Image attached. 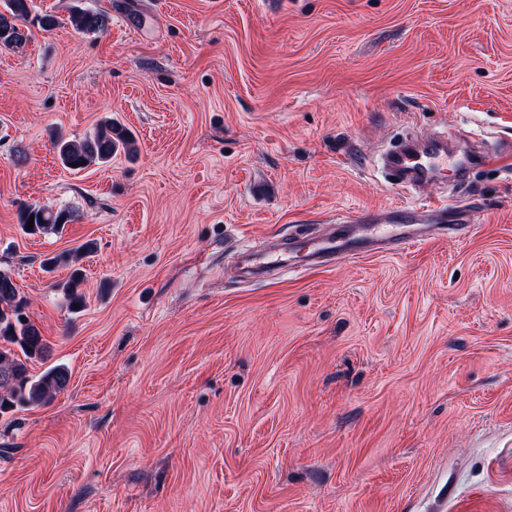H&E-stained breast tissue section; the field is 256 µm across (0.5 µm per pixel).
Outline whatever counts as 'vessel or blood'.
Masks as SVG:
<instances>
[{"label": "vessel or blood", "mask_w": 512, "mask_h": 512, "mask_svg": "<svg viewBox=\"0 0 512 512\" xmlns=\"http://www.w3.org/2000/svg\"><path fill=\"white\" fill-rule=\"evenodd\" d=\"M492 153L473 149L456 154L444 136L410 135L397 148L385 152L382 166L394 185L420 190L441 187L462 177L474 162L484 164ZM476 203L448 205L447 201L414 200L380 209L355 211L324 225L321 232L298 241L267 237L247 248L242 266L244 277L263 275L284 267L294 253H301L297 266L312 269L345 259L378 252L399 255L432 239L468 235L474 227Z\"/></svg>", "instance_id": "obj_1"}]
</instances>
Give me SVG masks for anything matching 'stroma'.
Listing matches in <instances>:
<instances>
[{"label": "stroma", "mask_w": 512, "mask_h": 512, "mask_svg": "<svg viewBox=\"0 0 512 512\" xmlns=\"http://www.w3.org/2000/svg\"><path fill=\"white\" fill-rule=\"evenodd\" d=\"M0 49V271L64 365L0 416V512H512V164L474 231L239 277L254 238L404 201L405 129L512 143V0H33ZM105 117L136 155L73 173ZM29 205L69 208L27 235ZM90 241L69 271L45 258ZM68 22L79 33H97L106 28L107 18L96 11L77 10L70 15ZM34 216L31 230H27V223ZM73 220L72 211L67 208L53 209L46 206H28L19 213V224L30 234H59L66 224ZM93 251V243L86 242L76 248L46 258L43 261V265L48 271L53 270L57 266L71 269L68 280L63 284H58V288H60L69 307H73V304L80 306L83 303L82 294L78 292V288L85 280L84 268L80 262Z\"/></svg>", "instance_id": "stroma-1"}]
</instances>
